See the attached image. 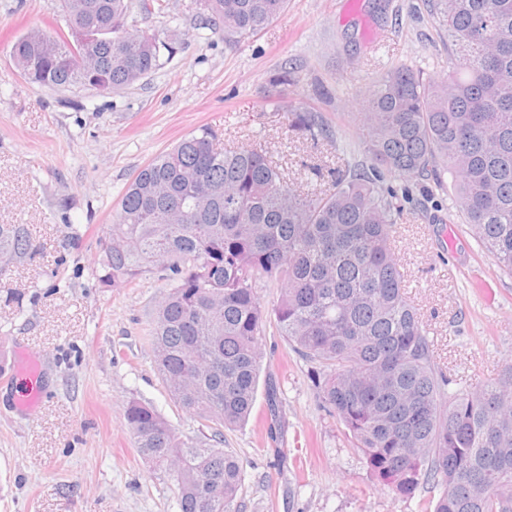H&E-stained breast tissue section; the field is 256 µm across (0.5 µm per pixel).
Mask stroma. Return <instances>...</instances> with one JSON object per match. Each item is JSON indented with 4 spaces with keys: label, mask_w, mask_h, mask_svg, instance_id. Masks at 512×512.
<instances>
[{
    "label": "stroma",
    "mask_w": 512,
    "mask_h": 512,
    "mask_svg": "<svg viewBox=\"0 0 512 512\" xmlns=\"http://www.w3.org/2000/svg\"><path fill=\"white\" fill-rule=\"evenodd\" d=\"M165 13L130 22L176 52L133 87L111 95L30 83L10 56L17 36L65 21L51 0H0V224L27 225L33 253L0 272V365L23 349L42 363L33 412L0 391V512H179L168 473L137 453L125 414L151 405L182 437L197 418L173 402L159 375L151 319L168 282L152 269L104 287L100 240L125 186L159 153L198 129L217 146H265L290 178L320 156L287 129V112L317 108L338 153L369 168L362 98L390 67L447 77L453 50L428 0H288L257 35L228 43L207 26L200 0H166ZM296 84L278 101L270 77L284 64ZM385 182L408 188L393 226L407 294L471 386L512 362V276L500 273L461 216L451 175ZM265 392L243 426L224 432L239 460L242 512H422L432 494H396L366 466L323 408L312 365L275 327L263 338ZM277 437L269 439L270 421Z\"/></svg>",
    "instance_id": "35a3bbf8"
}]
</instances>
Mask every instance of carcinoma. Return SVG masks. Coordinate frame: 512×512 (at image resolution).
Here are the masks:
<instances>
[{"label": "carcinoma", "mask_w": 512, "mask_h": 512, "mask_svg": "<svg viewBox=\"0 0 512 512\" xmlns=\"http://www.w3.org/2000/svg\"><path fill=\"white\" fill-rule=\"evenodd\" d=\"M93 24L112 26L81 48L116 90L159 66L172 44L127 25L130 0H79ZM456 58L448 79L408 66L384 73L364 96L371 171L344 159L309 168L296 186L262 144L218 148L203 128L143 166L119 201L97 274L105 286L133 283L159 266L169 289L153 317L157 369L175 403L193 412L215 443L182 439L153 407L133 403L126 424L156 470H168L179 512H239L244 474L218 447L254 408L261 336L275 325L313 364L319 399L344 426L367 467L393 491L440 489L433 512H512V363L471 390L438 361L434 339L406 295L392 245L398 193L383 174L454 178L462 214L498 270L512 275V0H432ZM288 0H203L224 40L254 36ZM59 55L39 61L37 37L11 51L33 66L26 78L50 89L86 86L89 71L55 33ZM294 71L271 80L288 93ZM288 128L311 147L336 148L322 112L289 110ZM32 253L24 224H0V262ZM284 285L266 311L256 285Z\"/></svg>", "instance_id": "carcinoma-1"}]
</instances>
